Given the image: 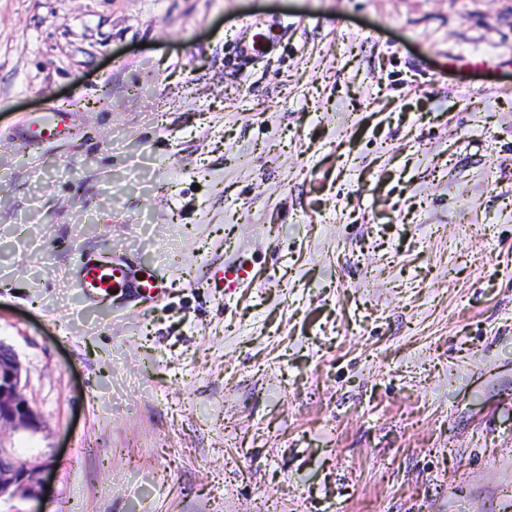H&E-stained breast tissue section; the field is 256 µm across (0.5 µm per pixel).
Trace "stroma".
<instances>
[{"label":"stroma","mask_w":512,"mask_h":512,"mask_svg":"<svg viewBox=\"0 0 512 512\" xmlns=\"http://www.w3.org/2000/svg\"><path fill=\"white\" fill-rule=\"evenodd\" d=\"M51 108L0 512H512V0H0V134ZM115 250L165 295L63 285ZM42 472L37 467L21 465L0 448V497L6 494L24 493L38 498L43 487Z\"/></svg>","instance_id":"obj_1"}]
</instances>
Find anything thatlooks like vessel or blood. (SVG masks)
<instances>
[{"instance_id":"vessel-or-blood-1","label":"vessel or blood","mask_w":512,"mask_h":512,"mask_svg":"<svg viewBox=\"0 0 512 512\" xmlns=\"http://www.w3.org/2000/svg\"><path fill=\"white\" fill-rule=\"evenodd\" d=\"M70 125V114L56 108L43 113L29 129L19 131L18 136L28 142L57 138L64 135ZM77 286L91 301L105 300L114 292L135 288L141 297L152 300L163 295L167 282L156 268L149 267L132 274L127 258L112 253L82 256L76 265Z\"/></svg>"}]
</instances>
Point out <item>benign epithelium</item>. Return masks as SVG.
<instances>
[{"label": "benign epithelium", "instance_id": "1", "mask_svg": "<svg viewBox=\"0 0 512 512\" xmlns=\"http://www.w3.org/2000/svg\"><path fill=\"white\" fill-rule=\"evenodd\" d=\"M39 418L22 394V365L14 349L0 341V429L6 426L37 427ZM43 487L41 470L21 465L0 448V497L24 493L40 496Z\"/></svg>", "mask_w": 512, "mask_h": 512}]
</instances>
